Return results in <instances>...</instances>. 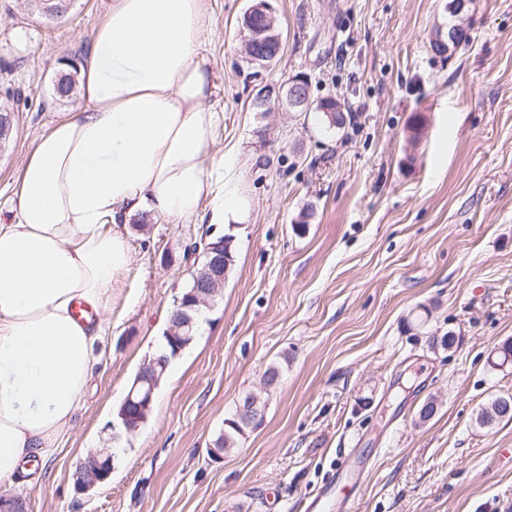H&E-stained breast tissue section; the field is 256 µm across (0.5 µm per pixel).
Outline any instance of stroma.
<instances>
[{
    "mask_svg": "<svg viewBox=\"0 0 512 512\" xmlns=\"http://www.w3.org/2000/svg\"><path fill=\"white\" fill-rule=\"evenodd\" d=\"M270 0L277 63L248 65L252 0H204L205 53L222 119L212 147L249 203L234 262L170 364L146 423L113 437L116 406L159 348L191 280L202 224L148 218L109 303L104 354L70 435L23 482L0 484L27 512H308L339 471L371 464L353 512H512V419L479 422L512 392V0ZM111 0H75L61 21L0 0V220L19 171L65 112L50 84L82 64ZM470 35L446 58L437 29ZM309 82L312 108L254 107L267 88ZM335 95L353 119L329 126ZM306 223L298 231V223ZM455 336L452 349L436 336ZM280 368L274 386L268 366ZM265 404L223 459L208 450L238 402ZM436 411L421 419L420 410ZM117 447L109 480L78 493L88 452Z\"/></svg>",
    "mask_w": 512,
    "mask_h": 512,
    "instance_id": "stroma-1",
    "label": "stroma"
}]
</instances>
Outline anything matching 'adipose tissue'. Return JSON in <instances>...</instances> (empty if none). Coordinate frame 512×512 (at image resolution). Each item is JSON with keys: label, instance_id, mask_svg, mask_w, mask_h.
I'll use <instances>...</instances> for the list:
<instances>
[{"label": "adipose tissue", "instance_id": "obj_1", "mask_svg": "<svg viewBox=\"0 0 512 512\" xmlns=\"http://www.w3.org/2000/svg\"><path fill=\"white\" fill-rule=\"evenodd\" d=\"M203 0H112L81 65V105L36 141L0 224V483L51 461L72 429L132 262V219L242 223L247 203L211 149L219 115Z\"/></svg>", "mask_w": 512, "mask_h": 512}]
</instances>
